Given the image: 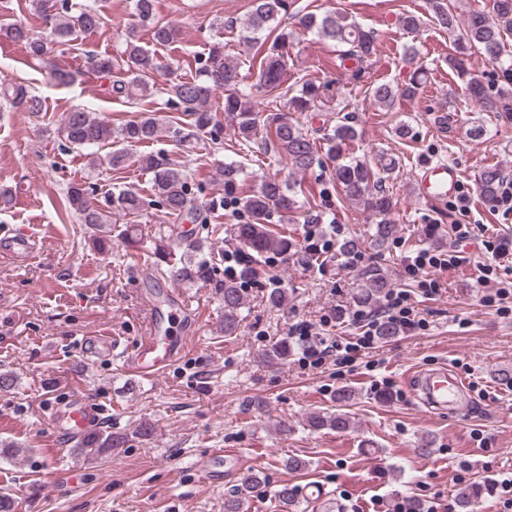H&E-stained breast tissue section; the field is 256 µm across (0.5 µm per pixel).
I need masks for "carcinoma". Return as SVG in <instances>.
<instances>
[{
  "label": "carcinoma",
  "instance_id": "cac0c4a2",
  "mask_svg": "<svg viewBox=\"0 0 512 512\" xmlns=\"http://www.w3.org/2000/svg\"><path fill=\"white\" fill-rule=\"evenodd\" d=\"M31 7L47 23L49 31L35 34L22 23H8L5 30L9 38L24 46L29 57L44 59L55 46L67 47L84 33H91L102 25V18L91 6L75 0H30ZM155 0H133V9L143 24L151 25L152 40L157 45L173 43V31L167 26H158L154 21ZM294 6V0H253L252 10L242 23L244 39L254 41L257 35L269 31L276 32L279 19L288 14ZM432 11L438 24L450 31L458 28L460 19L454 5L445 0H432ZM461 32V44L458 55L449 59V65L459 76L467 75L465 57L471 50L482 54L501 72L502 85H484L471 78L467 83L469 96L486 112L512 113V55L505 52L503 36L512 31V0H489L488 9L469 14ZM304 27L319 37L331 40L339 47L340 65L351 63V76L359 79L364 73V63L376 54V42L372 33L363 29L348 16L332 12L321 17L310 15L304 19ZM291 34L277 32L269 46V51L260 58L256 72V83L247 87L242 85L240 66L224 58V47L213 46L208 56L201 62L193 76L176 78L167 89V105L188 117L183 124L172 125L150 111L141 113L136 119L119 127L94 116L84 108H72L64 114L62 134L67 143L82 147L108 143L113 146L110 165L117 169L129 160L127 147L136 144L153 143L167 135L180 143L198 142L203 139L219 145L222 143L224 129L217 121L210 106L212 91L222 88L224 94V112L235 117L238 132L245 142L256 137L260 121L252 99L253 91L264 92L277 98L285 97L287 110L277 113L273 119L274 132L265 149L289 161L295 169L306 171L315 161L316 141L303 132L299 121L293 117L295 112H308L315 102L329 90L327 85H316L304 81L297 93L289 95L290 87L286 82V46ZM93 71L110 79L112 94L115 98H129L134 91L146 92L150 89L153 74L159 69L155 53L138 42L131 33L125 39L117 54L88 55ZM427 77V71L417 68L409 82L401 86L388 83H374L367 87L366 93L382 108H392L399 98L412 99ZM0 98L21 112L34 116L43 111V101L24 85L3 77L0 79ZM356 127L343 117L336 125L329 139V152L341 157L336 163L334 180L345 198L362 205L373 213L379 221L372 227L374 244L382 248L393 240L397 225L390 219L395 202L393 196L382 186V181L374 180L372 170L355 158L341 156L342 146L357 140ZM142 168L153 174L155 199L148 200L139 192L124 188L113 192L105 200L102 208L90 202L87 190L80 186L68 188V202L79 215L80 223L96 229L109 222L106 210H115L126 215H136L146 206L154 203L163 208L165 214L176 219L189 216L195 222L206 223L205 213L212 212L225 202H235L240 196V169L234 164L222 167L224 177L223 198L209 201L202 209L195 204L185 173L153 154L143 155L139 159ZM501 172L493 167L485 168L478 180L480 193L487 199L496 196ZM245 210L251 220L237 224L233 228L234 237L246 248V261L242 270L251 273L253 259L268 253L286 252L291 241L269 225L274 213H288L298 208L296 191L277 177L264 179L259 187L243 199ZM197 259H185L168 265V272L176 280L193 282L208 277L213 268V252L204 249V243L191 244ZM224 302V335H233L239 327V311L244 303L242 289L232 283H221ZM389 288L388 280L382 270L372 266L359 274L357 301L363 305L374 303ZM315 428L345 430L349 428L350 417L341 412L328 413L318 411L310 418ZM127 437L106 430H97L87 434L78 445V450L86 455H99L114 448H121ZM262 483L258 474L252 475L235 494L224 501V512H243L252 493Z\"/></svg>",
  "mask_w": 512,
  "mask_h": 512
}]
</instances>
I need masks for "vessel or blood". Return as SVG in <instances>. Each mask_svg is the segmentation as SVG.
<instances>
[{
    "instance_id": "1",
    "label": "vessel or blood",
    "mask_w": 512,
    "mask_h": 512,
    "mask_svg": "<svg viewBox=\"0 0 512 512\" xmlns=\"http://www.w3.org/2000/svg\"><path fill=\"white\" fill-rule=\"evenodd\" d=\"M463 176L459 168L445 162L426 166L417 182V193L427 203L440 205L459 192ZM39 238L27 229L0 235V259L14 266L32 261L38 254ZM152 324H164L163 333L149 332L129 348L126 367L134 375L155 378L174 365L188 349L201 320L199 310L172 302L168 312H159L152 299H145ZM413 397L434 413L457 415L473 405L468 382L447 366L421 369L408 378ZM97 422L95 410L79 396H72L48 417L47 423L57 436L77 439ZM202 484L223 485L224 476L236 472L232 452L213 449L208 459L196 462Z\"/></svg>"
}]
</instances>
